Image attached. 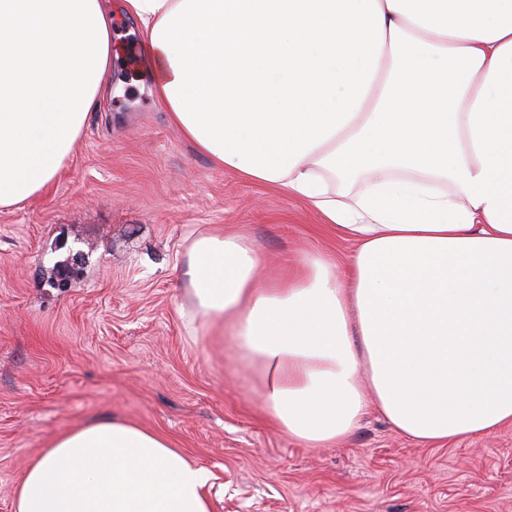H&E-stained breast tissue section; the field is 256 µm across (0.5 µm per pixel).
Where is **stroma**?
Segmentation results:
<instances>
[{
    "label": "stroma",
    "instance_id": "obj_1",
    "mask_svg": "<svg viewBox=\"0 0 512 512\" xmlns=\"http://www.w3.org/2000/svg\"><path fill=\"white\" fill-rule=\"evenodd\" d=\"M113 7L112 91L48 191L0 208V512L59 434L124 417L212 474V512H512V427L421 444L376 413L329 448L262 414L229 336H198L192 241L243 231L264 276L353 251L300 198L216 168L151 94L136 23Z\"/></svg>",
    "mask_w": 512,
    "mask_h": 512
}]
</instances>
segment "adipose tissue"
Masks as SVG:
<instances>
[{"instance_id": "ef3b65f1", "label": "adipose tissue", "mask_w": 512, "mask_h": 512, "mask_svg": "<svg viewBox=\"0 0 512 512\" xmlns=\"http://www.w3.org/2000/svg\"><path fill=\"white\" fill-rule=\"evenodd\" d=\"M169 121L214 166L304 199L353 241L266 287L245 236L196 239L197 334L262 374L267 420L306 447L375 410L424 444L512 426V0H123ZM246 30L250 64L224 47ZM0 207L52 184L110 82L102 0H0ZM245 103L217 91L242 67ZM360 181L356 193L332 182ZM164 436L102 418L30 464L14 512H210Z\"/></svg>"}]
</instances>
